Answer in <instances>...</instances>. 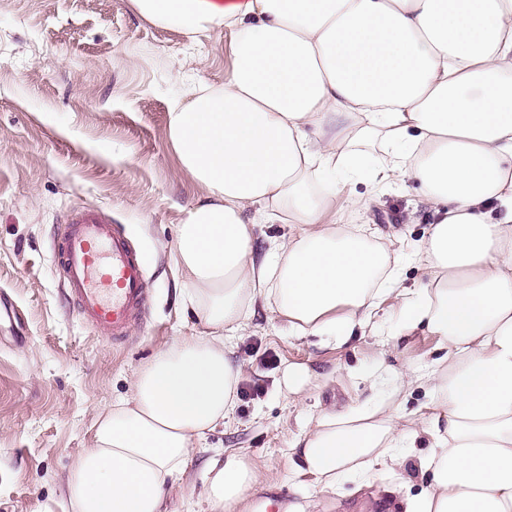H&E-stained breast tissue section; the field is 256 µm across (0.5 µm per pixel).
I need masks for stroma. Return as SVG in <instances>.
I'll return each mask as SVG.
<instances>
[{
    "label": "stroma",
    "instance_id": "1",
    "mask_svg": "<svg viewBox=\"0 0 512 512\" xmlns=\"http://www.w3.org/2000/svg\"><path fill=\"white\" fill-rule=\"evenodd\" d=\"M226 65L223 32L190 42L131 0H0V512H71V464L91 446L97 412L130 397L135 371L154 354L201 332L170 252L174 224L202 190L168 146L167 114L190 88L222 84ZM82 205L146 260L149 308L117 342L82 321L58 272L66 217ZM347 220L408 252L431 216L407 182ZM225 342L243 367L234 413L169 487L168 512H209L202 477L224 448L263 473L251 500L384 512L355 477L319 492L291 444L325 412L388 400L396 373L442 357L436 337L419 328L392 342L296 338L264 308ZM292 368L309 374L298 400L285 385Z\"/></svg>",
    "mask_w": 512,
    "mask_h": 512
}]
</instances>
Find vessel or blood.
<instances>
[{
  "label": "vessel or blood",
  "mask_w": 512,
  "mask_h": 512,
  "mask_svg": "<svg viewBox=\"0 0 512 512\" xmlns=\"http://www.w3.org/2000/svg\"><path fill=\"white\" fill-rule=\"evenodd\" d=\"M59 263L82 320L124 338L149 299L145 262L129 240L83 206L67 217Z\"/></svg>",
  "instance_id": "b4317fda"
}]
</instances>
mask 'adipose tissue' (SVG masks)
Returning a JSON list of instances; mask_svg holds the SVG:
<instances>
[{"instance_id": "1", "label": "adipose tissue", "mask_w": 512, "mask_h": 512, "mask_svg": "<svg viewBox=\"0 0 512 512\" xmlns=\"http://www.w3.org/2000/svg\"><path fill=\"white\" fill-rule=\"evenodd\" d=\"M146 20L197 38L220 30L229 65L168 114V143L204 194L174 229L171 261L201 335L135 374L73 461V512H167L208 432L235 408L242 369L224 336L274 306L293 335L378 333L400 302L446 354L399 374L423 390L429 487L376 490L400 512H512V0H131ZM411 179L432 215L404 259L337 211ZM257 224H289L267 250ZM427 281L400 285L398 262ZM402 413L389 404L321 415L292 447L319 490L404 471ZM263 481L242 452L210 458L204 495L234 512Z\"/></svg>"}]
</instances>
